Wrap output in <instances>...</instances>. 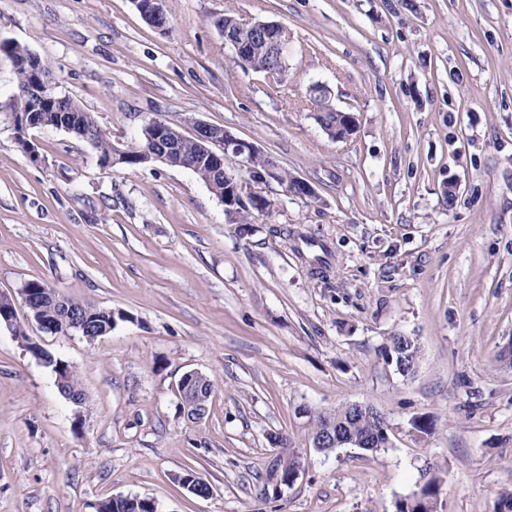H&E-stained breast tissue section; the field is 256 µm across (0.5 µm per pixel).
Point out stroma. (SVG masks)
<instances>
[{"mask_svg": "<svg viewBox=\"0 0 512 512\" xmlns=\"http://www.w3.org/2000/svg\"><path fill=\"white\" fill-rule=\"evenodd\" d=\"M0 0V40L48 65L120 148L157 120L221 126L314 187L234 224L190 170L100 166L64 130L15 143L14 68L0 55V295L43 280L112 311L87 340L0 329V512H395L431 476L438 512H512V0ZM276 21L292 45L275 83L238 66L217 27ZM325 83L358 117L330 138L306 97ZM460 186L455 205L443 187ZM419 347L404 375L390 336ZM87 398L57 391L45 355ZM214 383L203 419L182 374ZM372 405L388 444L313 445L317 412ZM434 427L419 432L416 418ZM297 453L288 486L270 462ZM194 471L201 498L177 481ZM208 377L196 370L185 372L179 382V394L183 412L193 419H202L212 392L202 389V382ZM136 504L124 498H110L101 502L98 512H150V500L140 499Z\"/></svg>", "mask_w": 512, "mask_h": 512, "instance_id": "obj_1", "label": "stroma"}]
</instances>
